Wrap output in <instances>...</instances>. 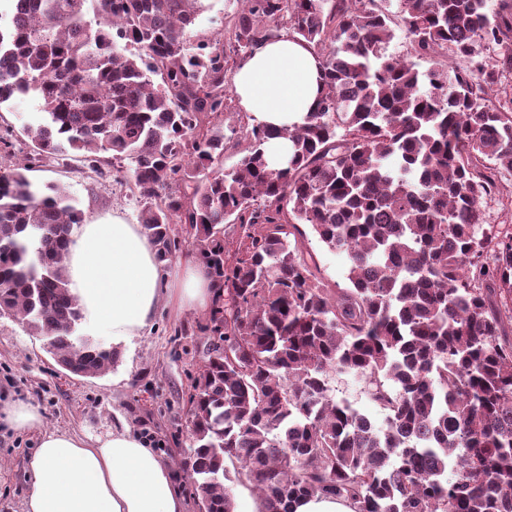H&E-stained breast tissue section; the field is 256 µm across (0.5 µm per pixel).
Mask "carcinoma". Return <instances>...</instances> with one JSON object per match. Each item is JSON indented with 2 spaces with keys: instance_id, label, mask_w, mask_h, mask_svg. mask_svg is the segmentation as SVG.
I'll use <instances>...</instances> for the list:
<instances>
[{
  "instance_id": "carcinoma-1",
  "label": "carcinoma",
  "mask_w": 512,
  "mask_h": 512,
  "mask_svg": "<svg viewBox=\"0 0 512 512\" xmlns=\"http://www.w3.org/2000/svg\"><path fill=\"white\" fill-rule=\"evenodd\" d=\"M202 2L13 0L0 105L39 103L26 132L42 160L99 177L103 154L128 161L157 259L188 224L224 279L180 452L207 512H236L228 481L257 512L315 495L352 512H512V232L483 210L512 172V0H398L425 70L388 53L385 0H241L229 36L205 39ZM284 33L322 58L321 104L270 130L227 75ZM275 137L288 161L271 168ZM28 170L0 163V316L69 374L102 376L120 350L79 333L63 262L80 210ZM302 224L347 255L350 287L322 283ZM335 374L363 380L384 419L336 399Z\"/></svg>"
}]
</instances>
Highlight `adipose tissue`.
<instances>
[{"mask_svg": "<svg viewBox=\"0 0 512 512\" xmlns=\"http://www.w3.org/2000/svg\"><path fill=\"white\" fill-rule=\"evenodd\" d=\"M232 87L250 123L299 125L318 108L320 59L311 46L284 35L257 47L235 71ZM71 238L70 291L87 320L111 333L113 346L140 335L160 302L178 312L205 311L217 295L202 258L189 254L163 266L141 226L121 215L73 225ZM0 420L42 433L27 464L25 512H185L170 465L131 428L92 442L45 433L38 409L23 403L5 408Z\"/></svg>", "mask_w": 512, "mask_h": 512, "instance_id": "obj_1", "label": "adipose tissue"}]
</instances>
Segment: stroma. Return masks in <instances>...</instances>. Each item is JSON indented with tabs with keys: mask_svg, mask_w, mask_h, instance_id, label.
<instances>
[{
	"mask_svg": "<svg viewBox=\"0 0 512 512\" xmlns=\"http://www.w3.org/2000/svg\"><path fill=\"white\" fill-rule=\"evenodd\" d=\"M39 112L31 99L0 108V137L5 140L0 156L27 161L34 183L66 187L85 222H108L118 213L128 223H137V205L121 166L110 168L101 179L75 160H34L24 128ZM209 319L206 312L177 314L159 305L142 335L121 345V358L107 374L76 377L60 368L41 341L16 320L0 317V405L32 404L42 416L44 430H69L87 439L130 427L170 463L187 512H198L178 451L188 443L187 399L208 347L202 328ZM38 438L34 431L0 429V512H23L26 463Z\"/></svg>",
	"mask_w": 512,
	"mask_h": 512,
	"instance_id": "stroma-1",
	"label": "stroma"
}]
</instances>
